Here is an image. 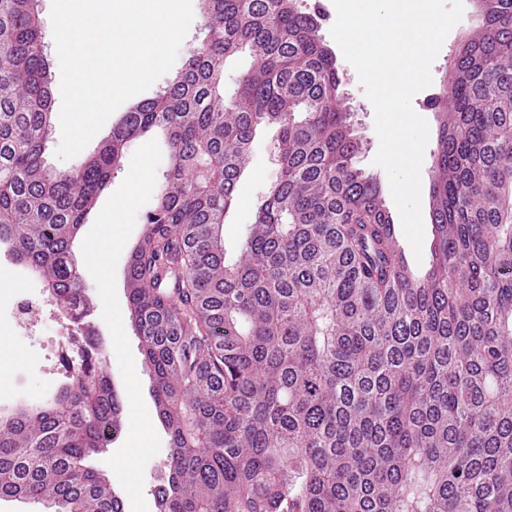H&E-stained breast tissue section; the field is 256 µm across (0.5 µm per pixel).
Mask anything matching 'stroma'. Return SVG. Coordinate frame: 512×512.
Listing matches in <instances>:
<instances>
[{"instance_id":"obj_1","label":"stroma","mask_w":512,"mask_h":512,"mask_svg":"<svg viewBox=\"0 0 512 512\" xmlns=\"http://www.w3.org/2000/svg\"><path fill=\"white\" fill-rule=\"evenodd\" d=\"M463 2L462 19L447 35L432 65L431 86L416 94L412 101L415 112L427 121L433 132L437 131L438 122L430 100L440 92L458 44L472 33L474 2ZM337 66L341 78L340 92L345 105L353 113L352 123L359 140L357 164L377 179L382 192H389L386 172L373 163L379 146L373 106L359 83L354 67L342 57L338 58ZM277 135L276 128L266 127L254 139L247 169L236 188L237 204L224 224V243L229 256H236L241 238L254 221L258 203L279 175ZM168 162V150L162 134L128 141L123 170L115 172L111 185L99 196L75 245L82 285L95 305L91 317L102 327L101 339L107 351L104 367L122 397V417L126 424L118 438L97 456L94 465L111 477L115 492L123 495L124 512H158L154 490L161 471L166 467L168 455V437L158 422L154 423L145 447L138 450L133 447L129 430L133 422L131 401L136 398L143 406L149 407L153 399L149 373L142 364L139 339L126 312L129 256L142 235L145 216L155 203L157 186ZM136 165L148 170L150 182L139 190L132 204L117 209V202L124 199L129 189V171ZM113 222L119 225L122 242L114 246L106 261L102 262L88 252L87 243ZM106 285L110 286L112 295V315L108 318L104 317L99 306L102 288ZM60 330L58 321L46 315L33 335L8 333V346L0 352V357L5 360L4 366L0 367V413L22 403L42 402L66 383V369L53 346Z\"/></svg>"}]
</instances>
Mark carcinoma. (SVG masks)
<instances>
[{
  "label": "carcinoma",
  "mask_w": 512,
  "mask_h": 512,
  "mask_svg": "<svg viewBox=\"0 0 512 512\" xmlns=\"http://www.w3.org/2000/svg\"><path fill=\"white\" fill-rule=\"evenodd\" d=\"M207 33L81 165L53 128L42 20L0 0V242L52 299L92 309L72 244L152 130L169 164L127 273L168 437L158 512H512V0H482L433 154L429 269L356 165L336 58L299 0H200ZM252 59L237 89L224 69ZM260 126L279 177L236 260L223 227ZM104 365L0 416V499L122 512L90 460L121 430Z\"/></svg>",
  "instance_id": "1"
}]
</instances>
